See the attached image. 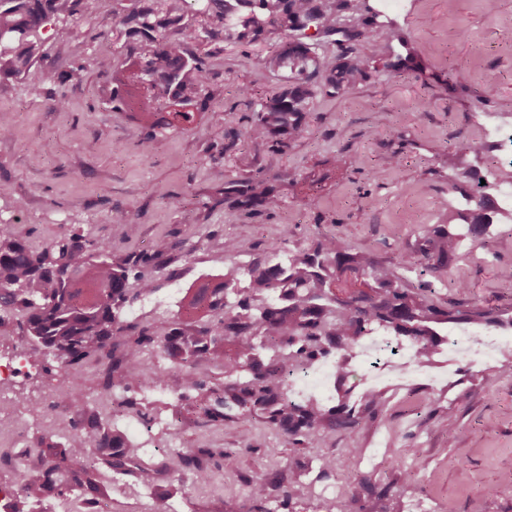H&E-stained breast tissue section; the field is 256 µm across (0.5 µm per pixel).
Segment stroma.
I'll list each match as a JSON object with an SVG mask.
<instances>
[{
	"instance_id": "obj_1",
	"label": "stroma",
	"mask_w": 512,
	"mask_h": 512,
	"mask_svg": "<svg viewBox=\"0 0 512 512\" xmlns=\"http://www.w3.org/2000/svg\"><path fill=\"white\" fill-rule=\"evenodd\" d=\"M372 0L394 19L403 42H362L377 56L412 51L418 67L372 78L349 94L317 97L299 141L282 151L246 137L253 101L272 96L282 82L265 65L268 44L218 42L200 48L215 96L195 125L180 134L143 128L113 111L108 75L97 61L120 64L125 39L115 12L119 0H89L81 21L43 30L44 57L20 75H0V223L14 227L31 249L82 234L113 261L137 257L136 274L154 284L158 309L142 299L125 304L132 324L147 330L139 360L149 375L180 376L164 352L186 289L218 281L236 265L273 264L307 250L324 236L342 238L384 262H399L420 233L456 223L463 209L449 188V155L466 140L487 139L512 123V0ZM83 45L74 57L65 45ZM324 176L322 189L290 195V181ZM261 176L285 197L273 210H242L224 201L228 178ZM241 249L224 251L226 239ZM167 248L156 252L157 240ZM512 264V217L500 215L486 246L465 245L441 278L404 268L406 285L424 287L439 305L475 303L492 310L497 325L480 334L512 335V281L499 268ZM22 310L0 317V362L23 359L9 381L20 433L0 435V487L22 489L23 470L39 465L40 448L65 446L79 423L97 417L106 430L139 449L147 471H100L102 498L112 512H153L155 492H167L181 512H251L250 483L263 477L273 512H390L412 506L426 512H512V357L482 364L467 360L424 368L407 386L378 383L380 406L341 431L328 426L317 446H295L262 419L242 416L212 423L196 392L178 397L138 388L106 391L105 356L70 373L22 332ZM78 381L62 405L49 391ZM466 403H456L460 392ZM131 397L161 423L135 435L136 416L118 408ZM224 449L225 457L209 456ZM357 449L348 458V449ZM196 454L211 475L173 473L174 457ZM336 455L323 472L324 455ZM335 487L332 502L318 491ZM302 498L287 500L288 488Z\"/></svg>"
}]
</instances>
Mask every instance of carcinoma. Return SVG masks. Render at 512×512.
I'll return each instance as SVG.
<instances>
[{
	"mask_svg": "<svg viewBox=\"0 0 512 512\" xmlns=\"http://www.w3.org/2000/svg\"><path fill=\"white\" fill-rule=\"evenodd\" d=\"M82 2L0 0V73L19 75L40 60L41 28L51 21L78 20ZM118 25L126 42L138 45L139 54L128 53L117 68L109 60L98 61L99 67L111 71L112 109L132 113L140 125L165 130L193 126L210 98L209 72L194 46L288 39L268 60L271 69L286 72L284 85L256 105L247 131L253 143L273 151L303 136L317 96L345 95L380 72L416 68L412 55L383 60L361 52L367 39L387 44L401 39L396 25L380 19L368 0H138ZM327 44L336 46V55L319 53ZM493 189L487 183L467 197L464 233L448 224L428 228L401 261L441 276L460 257L461 237L485 245L498 212ZM224 201L244 210L281 204L276 188L254 177L224 181ZM130 268L129 262L112 263L81 235L34 251L14 237L12 225L0 224V311L24 307L26 335L67 368L123 348V357L113 361L105 376L106 387L150 383L139 363L146 332L132 334L133 327L122 318ZM231 295L233 302L228 300ZM258 296L269 302L254 305ZM194 317L203 325L188 336L184 320ZM473 322L492 324L496 319L477 305L465 310L436 305L422 290L404 285L391 265L339 237H325L308 252L289 254L285 264L234 267L220 283L187 289L178 322L165 336L168 355L184 362L221 360L224 393L210 400L191 365L167 387L172 392L183 387L201 391L209 422L254 413L289 442L315 445L324 422L349 430L361 425L365 415L341 399L327 410L315 402L291 399V369L333 350L341 357L379 331L409 339L423 362L443 343L439 326ZM280 345L288 347L287 358H272L266 365L257 359L259 350ZM246 368L251 378L236 377ZM38 453L42 466L22 475L25 498L33 503L73 494L93 505L100 492L99 465L117 472L143 470L142 459L121 438L97 425L84 429L64 448H40ZM178 466L207 482L208 473L196 459L182 456ZM250 497L258 503L257 512H269L263 506L269 498L264 480H253Z\"/></svg>",
	"mask_w": 512,
	"mask_h": 512,
	"instance_id": "cac0c4a2",
	"label": "carcinoma"
}]
</instances>
